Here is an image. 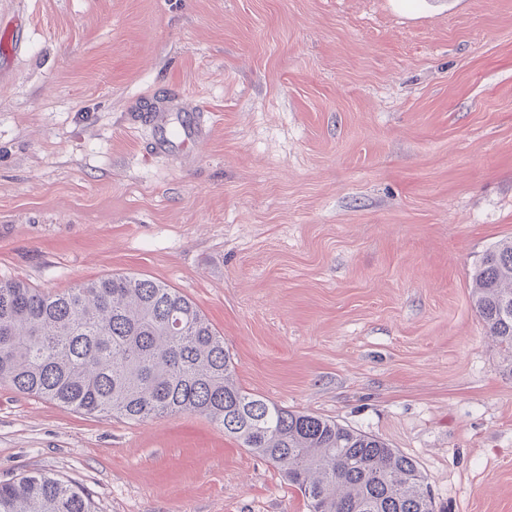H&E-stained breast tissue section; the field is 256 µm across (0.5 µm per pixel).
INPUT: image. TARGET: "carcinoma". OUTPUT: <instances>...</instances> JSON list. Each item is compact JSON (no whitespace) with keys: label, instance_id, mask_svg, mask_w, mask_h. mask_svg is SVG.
<instances>
[{"label":"carcinoma","instance_id":"1","mask_svg":"<svg viewBox=\"0 0 512 512\" xmlns=\"http://www.w3.org/2000/svg\"><path fill=\"white\" fill-rule=\"evenodd\" d=\"M472 299L512 356V239L483 256ZM0 383L131 421L195 414L276 467L309 512H433L416 462L378 438L241 388L232 357L187 296L117 274L62 292L0 281ZM0 512H95L47 473L0 482Z\"/></svg>","mask_w":512,"mask_h":512}]
</instances>
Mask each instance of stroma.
I'll list each match as a JSON object with an SVG mask.
<instances>
[{
  "mask_svg": "<svg viewBox=\"0 0 512 512\" xmlns=\"http://www.w3.org/2000/svg\"><path fill=\"white\" fill-rule=\"evenodd\" d=\"M175 97L207 136L152 153ZM512 238V0H0V280L194 301L239 384L411 457L435 512H512V363L472 277ZM98 512H308L192 414L0 385V481ZM0 512H96L89 495L53 474L0 482Z\"/></svg>",
  "mask_w": 512,
  "mask_h": 512,
  "instance_id": "35a3bbf8",
  "label": "stroma"
}]
</instances>
